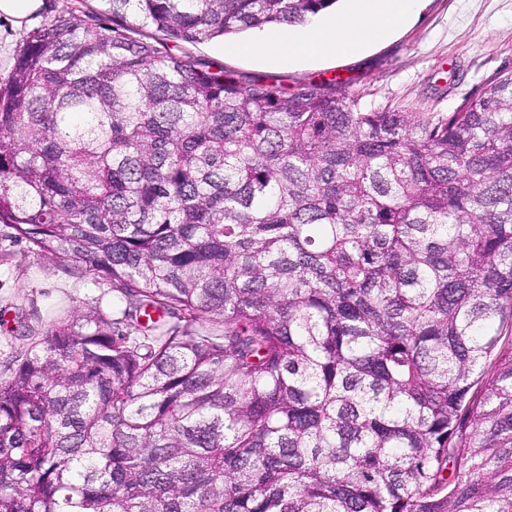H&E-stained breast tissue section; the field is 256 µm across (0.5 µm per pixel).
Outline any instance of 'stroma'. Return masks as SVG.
Wrapping results in <instances>:
<instances>
[{"instance_id": "1", "label": "stroma", "mask_w": 512, "mask_h": 512, "mask_svg": "<svg viewBox=\"0 0 512 512\" xmlns=\"http://www.w3.org/2000/svg\"><path fill=\"white\" fill-rule=\"evenodd\" d=\"M98 7V0H44L41 12L23 26L1 21L0 85L29 33L72 9ZM251 38L247 32L184 50L243 79L272 76L298 86L339 77L363 107L447 113L478 97L492 73L512 72V0H421L416 15L389 38L356 53L293 66L243 52ZM92 309L118 313L109 285L83 270L47 263L0 224V380L53 322Z\"/></svg>"}]
</instances>
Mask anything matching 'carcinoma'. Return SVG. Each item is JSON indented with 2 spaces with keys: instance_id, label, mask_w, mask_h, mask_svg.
Instances as JSON below:
<instances>
[{
  "instance_id": "cac0c4a2",
  "label": "carcinoma",
  "mask_w": 512,
  "mask_h": 512,
  "mask_svg": "<svg viewBox=\"0 0 512 512\" xmlns=\"http://www.w3.org/2000/svg\"><path fill=\"white\" fill-rule=\"evenodd\" d=\"M336 2L100 0L17 51L0 224L124 309L0 380V512H512V72L365 112L171 48Z\"/></svg>"
}]
</instances>
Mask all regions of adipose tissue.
<instances>
[{"instance_id": "adipose-tissue-1", "label": "adipose tissue", "mask_w": 512, "mask_h": 512, "mask_svg": "<svg viewBox=\"0 0 512 512\" xmlns=\"http://www.w3.org/2000/svg\"><path fill=\"white\" fill-rule=\"evenodd\" d=\"M420 0H349L347 13L334 19H314L308 28L282 39L257 36L249 50L283 64L336 52L353 53L365 44L389 37L415 14Z\"/></svg>"}]
</instances>
